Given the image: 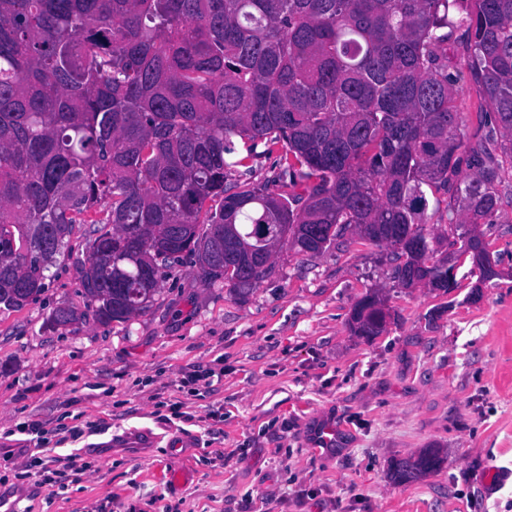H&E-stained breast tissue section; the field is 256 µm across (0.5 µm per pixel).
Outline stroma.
Masks as SVG:
<instances>
[{"label":"stroma","instance_id":"35a3bbf8","mask_svg":"<svg viewBox=\"0 0 512 512\" xmlns=\"http://www.w3.org/2000/svg\"><path fill=\"white\" fill-rule=\"evenodd\" d=\"M448 55L469 137L481 101L456 49ZM89 231L75 226L47 292L0 311V484L22 506L257 512L270 498L274 512H512V193L484 229L502 276L479 282L462 262L448 295L398 287L391 248L347 234L316 255L278 252L275 274L245 301L187 258L145 313L52 329L55 307L85 309ZM372 290L391 319L369 341L348 320ZM21 422L43 424L48 466L26 455ZM329 424L336 439L321 442ZM130 429L161 440L110 447ZM184 433L198 445L180 458ZM427 448L439 470L399 483L396 465ZM75 454L84 473L69 465ZM177 464L192 478L175 489Z\"/></svg>","mask_w":512,"mask_h":512}]
</instances>
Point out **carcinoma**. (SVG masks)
<instances>
[{
  "label": "carcinoma",
  "mask_w": 512,
  "mask_h": 512,
  "mask_svg": "<svg viewBox=\"0 0 512 512\" xmlns=\"http://www.w3.org/2000/svg\"><path fill=\"white\" fill-rule=\"evenodd\" d=\"M449 43L491 110L474 142ZM260 145L279 150L271 187L243 179ZM503 186L512 0H0V311L45 292L75 224L94 225L81 286L104 325L149 310L185 254L244 300L282 249L315 255L347 232L392 248L401 287L448 295L427 192L474 261ZM383 307L364 296L354 333L382 335ZM440 463L430 448L395 479ZM436 198L440 199L441 202L436 204ZM443 196L441 194L432 195L429 192V204L425 212V220L427 224L428 232L437 234H443L448 224V214L446 213L445 203L442 202Z\"/></svg>",
  "instance_id": "carcinoma-1"
}]
</instances>
